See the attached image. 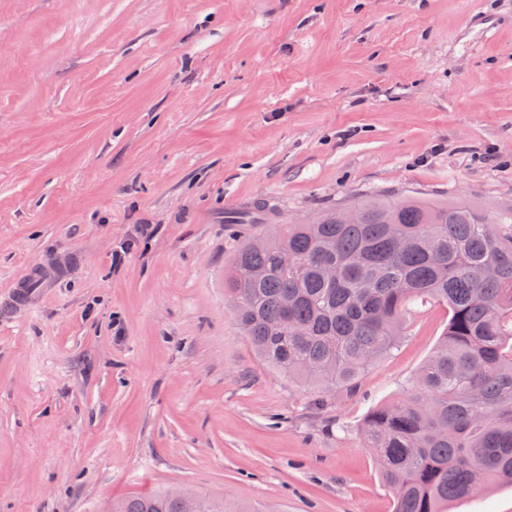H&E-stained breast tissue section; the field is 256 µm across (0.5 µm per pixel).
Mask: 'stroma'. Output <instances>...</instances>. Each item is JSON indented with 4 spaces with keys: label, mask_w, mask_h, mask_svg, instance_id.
<instances>
[{
    "label": "stroma",
    "mask_w": 512,
    "mask_h": 512,
    "mask_svg": "<svg viewBox=\"0 0 512 512\" xmlns=\"http://www.w3.org/2000/svg\"><path fill=\"white\" fill-rule=\"evenodd\" d=\"M375 197L512 212V0H0V302L59 271L0 316V512H393L361 427L446 307L326 391L224 298L240 241ZM244 198L277 224L227 223ZM103 512H184L181 499L171 491L163 488L153 492L130 495L119 501H112ZM200 493V511L199 512H256L246 505L233 503L224 499L223 495L212 493Z\"/></svg>",
    "instance_id": "35a3bbf8"
}]
</instances>
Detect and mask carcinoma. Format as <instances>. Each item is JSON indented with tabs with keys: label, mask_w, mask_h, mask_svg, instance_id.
Returning a JSON list of instances; mask_svg holds the SVG:
<instances>
[{
	"label": "carcinoma",
	"mask_w": 512,
	"mask_h": 512,
	"mask_svg": "<svg viewBox=\"0 0 512 512\" xmlns=\"http://www.w3.org/2000/svg\"><path fill=\"white\" fill-rule=\"evenodd\" d=\"M356 210L357 223L336 209L264 236L262 249L240 243L224 293L245 335L289 380L347 389L398 346L415 302L444 305L442 339L402 394L366 417L365 441L394 512H448L481 487L512 485V213L413 198ZM256 267L264 278L251 277ZM103 512L184 510L163 488ZM200 512L256 510L202 493Z\"/></svg>",
	"instance_id": "carcinoma-1"
}]
</instances>
